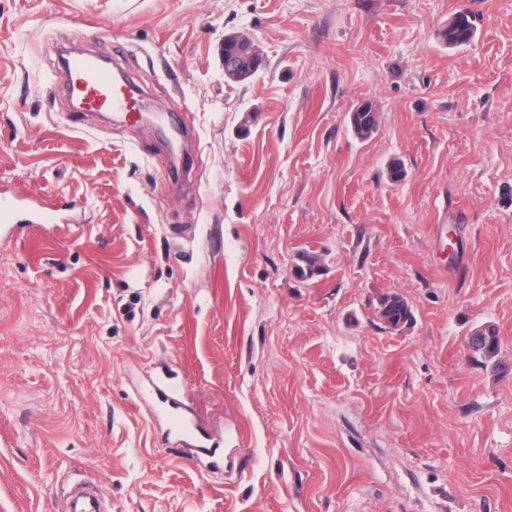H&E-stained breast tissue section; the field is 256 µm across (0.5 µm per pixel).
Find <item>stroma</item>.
<instances>
[{
  "label": "stroma",
  "mask_w": 512,
  "mask_h": 512,
  "mask_svg": "<svg viewBox=\"0 0 512 512\" xmlns=\"http://www.w3.org/2000/svg\"><path fill=\"white\" fill-rule=\"evenodd\" d=\"M72 42L189 128L181 191L137 113L73 122ZM19 194L60 223L0 244V512H66L78 479L110 512H512V0H0ZM166 374L217 466L167 437ZM440 37L446 44L451 46L469 43L474 37V30L468 15L460 11L440 33ZM367 104L368 109L366 111L355 112L351 118L354 121V126L351 122L352 129L360 139L370 138L378 127V113L375 112L371 102L367 101ZM381 307L387 305L384 312V323L391 329L408 324L414 319L412 309L408 303L398 295L385 296L380 303ZM473 351L486 360H493L499 353V338L495 327L487 325L476 330L468 340Z\"/></svg>",
  "instance_id": "stroma-1"
}]
</instances>
